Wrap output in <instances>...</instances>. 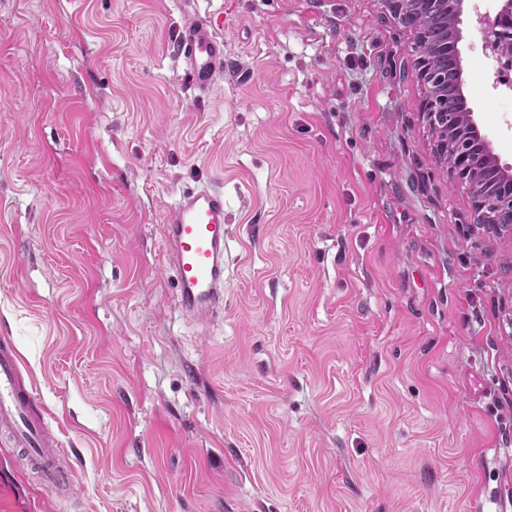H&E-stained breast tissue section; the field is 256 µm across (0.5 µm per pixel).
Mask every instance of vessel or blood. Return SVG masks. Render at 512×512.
I'll list each match as a JSON object with an SVG mask.
<instances>
[{
  "mask_svg": "<svg viewBox=\"0 0 512 512\" xmlns=\"http://www.w3.org/2000/svg\"><path fill=\"white\" fill-rule=\"evenodd\" d=\"M176 50L190 84L208 92L224 74V42L211 21H188ZM163 258L179 289L181 310L207 321L224 303V192L203 188L183 194L163 224ZM21 361L9 340L0 341V430L23 448L31 466L50 488L69 491L72 469L64 449L45 428V408L18 382ZM0 512H30L12 481L0 478Z\"/></svg>",
  "mask_w": 512,
  "mask_h": 512,
  "instance_id": "vessel-or-blood-1",
  "label": "vessel or blood"
}]
</instances>
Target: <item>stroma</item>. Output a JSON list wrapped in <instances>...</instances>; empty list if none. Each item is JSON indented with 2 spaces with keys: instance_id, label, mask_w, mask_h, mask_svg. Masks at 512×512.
<instances>
[{
  "instance_id": "obj_1",
  "label": "stroma",
  "mask_w": 512,
  "mask_h": 512,
  "mask_svg": "<svg viewBox=\"0 0 512 512\" xmlns=\"http://www.w3.org/2000/svg\"><path fill=\"white\" fill-rule=\"evenodd\" d=\"M459 18L500 165L512 112ZM224 78L191 87L185 20ZM383 0H0V338L73 460L37 512H512V228L438 161ZM224 191V310L161 227ZM176 50L198 92H208L224 75V41L211 21H188L179 32Z\"/></svg>"
}]
</instances>
